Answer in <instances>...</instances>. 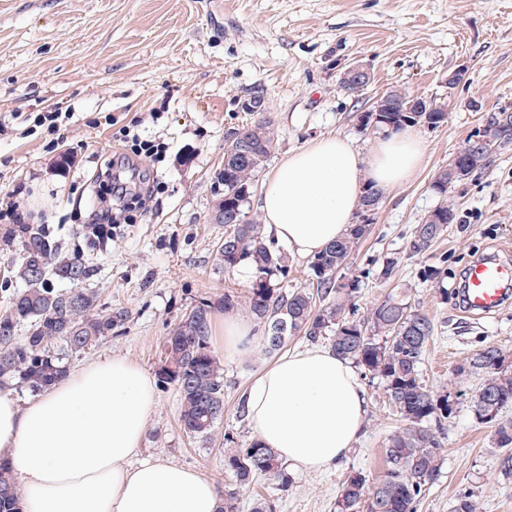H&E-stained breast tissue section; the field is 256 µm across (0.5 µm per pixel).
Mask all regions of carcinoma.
Returning <instances> with one entry per match:
<instances>
[{
	"label": "carcinoma",
	"mask_w": 512,
	"mask_h": 512,
	"mask_svg": "<svg viewBox=\"0 0 512 512\" xmlns=\"http://www.w3.org/2000/svg\"><path fill=\"white\" fill-rule=\"evenodd\" d=\"M412 100L402 89L387 92L385 101L393 111L385 113L391 123L383 128H404L399 116L408 113L399 110ZM275 137L262 116L224 144V199L217 205L216 218L235 214L240 222L224 223V244L217 248L216 260L227 274L249 266L251 279L244 298L226 294L219 305L226 311L244 306L264 328V350L269 354L283 349L297 334L310 340L326 336L337 354L383 383L389 403L405 425L388 441L384 478L371 483L363 472H350L336 497V512H415L422 492L441 473V444L426 423L434 417L446 419L453 412L450 389L433 390L421 381L423 353L434 334V323L405 299L390 295L361 314L354 302V287L343 297L317 304L342 288L337 274L366 235V224L351 225L343 238L313 258L310 270L316 293L287 290L288 253L245 211L255 172L271 153ZM475 147L471 138L456 156L462 164L472 161L470 168L478 171L491 154L476 158ZM458 178L447 168L437 174L433 189L441 197L436 211L443 223L416 225L407 243L410 252L428 250L456 220L448 186L458 183ZM0 242L20 253L16 277L23 283L10 310L0 315V382L16 378L41 392L67 374L69 356L112 335L128 314L99 306L95 291L82 287L93 273L92 265L78 253H63L45 229L3 224ZM212 309L211 303L201 302L163 338L157 371L160 384L178 392L185 431L205 441L224 419V365L211 345ZM466 371L483 375L473 397L479 420L491 413L497 416L512 404V365L506 363L501 348L482 350L460 368ZM224 470L231 473L233 482L221 490L219 512H239L242 491L258 477L281 490L292 483L284 463L258 441L248 448L224 449ZM0 512H20L13 470L1 461Z\"/></svg>",
	"instance_id": "obj_1"
}]
</instances>
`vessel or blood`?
Wrapping results in <instances>:
<instances>
[{"label":"vessel or blood","instance_id":"1","mask_svg":"<svg viewBox=\"0 0 512 512\" xmlns=\"http://www.w3.org/2000/svg\"><path fill=\"white\" fill-rule=\"evenodd\" d=\"M512 296V261H479L471 264L464 281L469 312L488 314L498 310Z\"/></svg>","mask_w":512,"mask_h":512}]
</instances>
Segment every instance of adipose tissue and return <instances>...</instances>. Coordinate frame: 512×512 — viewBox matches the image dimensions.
I'll list each match as a JSON object with an SVG mask.
<instances>
[{"label": "adipose tissue", "mask_w": 512, "mask_h": 512, "mask_svg": "<svg viewBox=\"0 0 512 512\" xmlns=\"http://www.w3.org/2000/svg\"><path fill=\"white\" fill-rule=\"evenodd\" d=\"M422 158V140L408 130L379 139L366 157L348 139H315L265 182L263 223L291 253L316 256L348 231L367 188L404 185ZM244 399L261 444L309 471L344 458L367 420L353 364L321 345L265 365ZM155 406L152 377L118 355L68 372L23 403L0 390V460L21 482L22 512H218L214 481L171 463L136 461Z\"/></svg>", "instance_id": "ef3b65f1"}]
</instances>
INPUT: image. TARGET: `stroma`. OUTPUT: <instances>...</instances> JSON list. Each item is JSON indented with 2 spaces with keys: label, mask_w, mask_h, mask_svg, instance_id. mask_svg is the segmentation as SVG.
Here are the masks:
<instances>
[{
  "label": "stroma",
  "mask_w": 512,
  "mask_h": 512,
  "mask_svg": "<svg viewBox=\"0 0 512 512\" xmlns=\"http://www.w3.org/2000/svg\"><path fill=\"white\" fill-rule=\"evenodd\" d=\"M361 62L371 80L360 97L338 83V64ZM465 78L448 87L449 74ZM394 88L441 104L447 121L418 126L425 153L409 183L383 191L364 216L369 231L342 272L358 281L356 303L369 307L405 296L432 318L421 378L439 389L455 382L454 410L430 419L442 447L441 476L423 493L417 512H451L456 495H474L478 512H512V473L495 443L498 422L477 419L472 396L480 378L461 373L487 346L512 360V300L487 316L465 314L459 276L479 256L512 260V142L491 164L452 190L457 219L424 254L407 241L437 206L432 188L469 137L502 108H512V0H0V203L16 202L45 225L65 252L96 268L87 286L101 304L127 311L109 338L69 359L77 368L101 355H120L156 374L162 339L185 312L211 301V343L219 345L224 292L246 294L248 279L215 264L224 227L214 206L224 193V143L249 125L241 104L266 102L276 144L258 170L247 207L260 218L263 181L289 151L325 136L353 141L369 153L381 138L362 113ZM59 113L56 129L38 122ZM128 128L168 150L161 162L141 158L140 173L162 190L150 212L112 231L106 247L80 235L96 199L98 172ZM394 260L382 278L386 260ZM270 358L261 348L224 361V419L213 439L187 434L179 396L157 387L139 455L197 470L218 484L224 439L248 447L255 434L239 413L242 395ZM367 423L349 456L320 472L291 469L287 490L260 479L242 499L273 502L275 512H335L338 489L353 470L376 481L384 449L401 425L383 385L364 379Z\"/></svg>",
  "instance_id": "stroma-1"
}]
</instances>
